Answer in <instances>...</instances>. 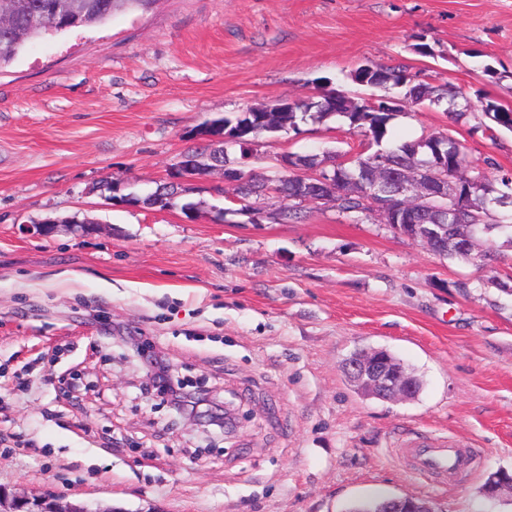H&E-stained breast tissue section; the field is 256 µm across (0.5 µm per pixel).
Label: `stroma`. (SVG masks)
Listing matches in <instances>:
<instances>
[{
  "instance_id": "stroma-1",
  "label": "stroma",
  "mask_w": 512,
  "mask_h": 512,
  "mask_svg": "<svg viewBox=\"0 0 512 512\" xmlns=\"http://www.w3.org/2000/svg\"><path fill=\"white\" fill-rule=\"evenodd\" d=\"M366 63L512 108V0H151L0 67V487L120 512H349L405 496L505 512L483 485L512 471V294L498 289L512 254L489 242L448 261L332 203L281 222L262 196L250 219L219 174L189 213L99 190L150 192L204 147L203 125L249 106L371 96L350 77ZM391 131L394 144L447 133L469 165L512 170V132L454 122L443 103L406 105ZM328 148L346 161L367 142L334 117L229 158L261 173ZM47 220L50 236L32 234ZM141 345L204 382L232 429L159 406ZM369 347L414 370V399L355 392L340 364ZM416 432L454 439L473 467L447 488L410 476L395 448Z\"/></svg>"
}]
</instances>
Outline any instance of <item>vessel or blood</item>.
<instances>
[{
    "label": "vessel or blood",
    "mask_w": 512,
    "mask_h": 512,
    "mask_svg": "<svg viewBox=\"0 0 512 512\" xmlns=\"http://www.w3.org/2000/svg\"><path fill=\"white\" fill-rule=\"evenodd\" d=\"M400 456L409 462V473L438 485H453L472 465L469 449L455 441L430 433H418L404 440Z\"/></svg>",
    "instance_id": "vessel-or-blood-1"
}]
</instances>
